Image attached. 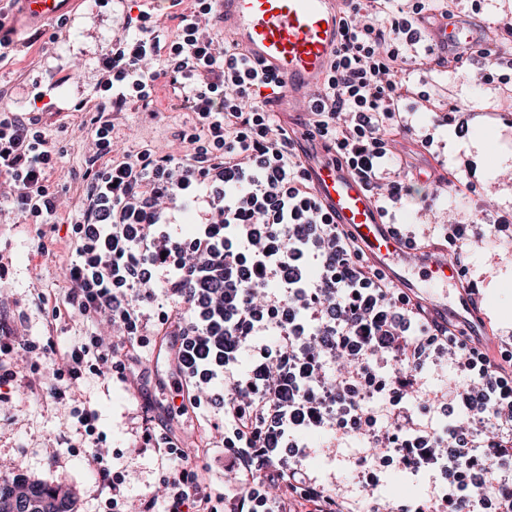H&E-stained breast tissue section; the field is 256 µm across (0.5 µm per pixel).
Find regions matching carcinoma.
<instances>
[{
	"label": "carcinoma",
	"instance_id": "1",
	"mask_svg": "<svg viewBox=\"0 0 512 512\" xmlns=\"http://www.w3.org/2000/svg\"><path fill=\"white\" fill-rule=\"evenodd\" d=\"M0 512H74L71 490L23 478L0 482Z\"/></svg>",
	"mask_w": 512,
	"mask_h": 512
}]
</instances>
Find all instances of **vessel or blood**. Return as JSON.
<instances>
[{
    "label": "vessel or blood",
    "mask_w": 512,
    "mask_h": 512,
    "mask_svg": "<svg viewBox=\"0 0 512 512\" xmlns=\"http://www.w3.org/2000/svg\"><path fill=\"white\" fill-rule=\"evenodd\" d=\"M26 13L51 20L76 0H23ZM343 0H219L224 37L266 72L277 77L278 109L294 105L322 88L328 66L341 40ZM440 50L471 46L488 48L485 36L464 25L432 28ZM306 166L316 193L336 223L363 241L371 260L385 269L397 287L420 293L444 314L475 325V333L490 340L492 330L475 310V302L455 276L453 266L439 254L421 260L386 224L363 183L325 154L309 155Z\"/></svg>",
    "instance_id": "obj_1"
}]
</instances>
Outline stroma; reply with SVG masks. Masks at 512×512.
Returning <instances> with one entry per match:
<instances>
[{
  "label": "stroma",
  "instance_id": "35a3bbf8",
  "mask_svg": "<svg viewBox=\"0 0 512 512\" xmlns=\"http://www.w3.org/2000/svg\"><path fill=\"white\" fill-rule=\"evenodd\" d=\"M138 21L149 30L172 34L175 23L160 12L156 0H80L76 17L65 27L50 21L33 27L22 13L10 11L0 35L10 41L7 59L0 61V111L30 108L35 96L45 104L64 106L90 95L95 83V64L102 50L121 34L128 21ZM431 83L448 88V100L467 106L471 119L466 137L454 129L436 132L431 151H419L414 167L429 168L435 161L472 182L476 191L466 201L439 199L433 209L435 222L445 220L481 224L488 212L512 213V180L499 171L512 166V99L500 97L495 85L479 84L449 71L429 74ZM187 116L171 91L160 90L151 110L130 107L124 117L128 149H164L170 132ZM47 136L61 156L60 170L50 181L51 190L67 191L71 175L83 164L82 137L72 120L52 117ZM41 239L32 225L11 210L0 211V261L8 274L1 284L18 308L28 315L25 333L33 339H52L56 350H64L75 336L86 330L79 317L69 316L47 323L36 306L38 295L61 298L68 282L62 254L36 258ZM467 263L483 281V310L494 333H512V248L479 245ZM78 400L90 403L100 414V428L112 451H127L130 417L136 396L118 388L107 389L89 381L75 390ZM74 426L63 409L45 394L31 392L17 380L10 402L0 403V463L5 477L39 480L70 488L76 512H94L101 489L84 455L60 454V435H74Z\"/></svg>",
  "mask_w": 512,
  "mask_h": 512
}]
</instances>
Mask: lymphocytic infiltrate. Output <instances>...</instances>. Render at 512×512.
Wrapping results in <instances>:
<instances>
[{
  "label": "lymphocytic infiltrate",
  "mask_w": 512,
  "mask_h": 512,
  "mask_svg": "<svg viewBox=\"0 0 512 512\" xmlns=\"http://www.w3.org/2000/svg\"><path fill=\"white\" fill-rule=\"evenodd\" d=\"M217 2L172 0L170 40L129 31L100 55L91 99L71 104L86 143L72 194L48 187L60 154L42 112L0 113V205L56 233L36 250L69 259L51 316L88 327L53 354L0 291V402L26 371L67 408L76 434L60 445L90 449L98 512H512V336L483 345L371 264L323 208L292 135L301 127L397 223L417 180L411 149L448 125L468 131L459 105L411 79L449 63L426 28L452 19L448 0H344L325 82L288 122L267 94L276 77L224 41ZM160 87L190 122L167 150L123 149L128 105ZM438 230L479 294L467 248L512 243V215ZM447 367L453 385L430 383ZM89 379L138 394L132 451L152 453L160 495L129 500L132 468L107 464L99 412L73 394ZM187 414L220 436L200 460L175 430ZM351 443L361 453L344 456ZM394 472L418 494L382 495Z\"/></svg>",
  "instance_id": "f902f5d3"
}]
</instances>
